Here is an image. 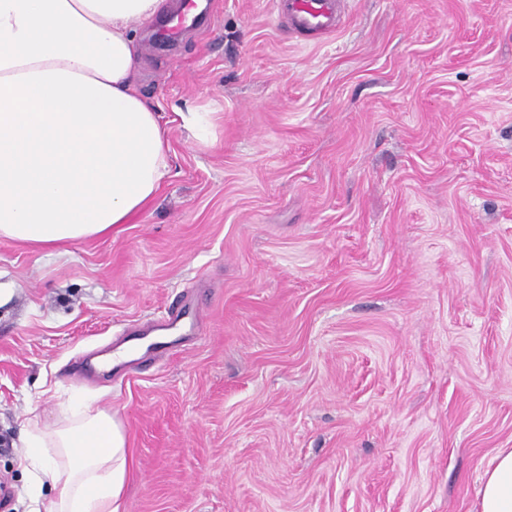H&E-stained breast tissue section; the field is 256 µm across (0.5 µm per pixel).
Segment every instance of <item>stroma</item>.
<instances>
[{
	"instance_id": "stroma-1",
	"label": "stroma",
	"mask_w": 512,
	"mask_h": 512,
	"mask_svg": "<svg viewBox=\"0 0 512 512\" xmlns=\"http://www.w3.org/2000/svg\"><path fill=\"white\" fill-rule=\"evenodd\" d=\"M208 2L139 33L154 199L63 253L0 239V512L74 393L126 431L121 512H474L512 448V0H347L313 37ZM176 300L195 338L71 374Z\"/></svg>"
}]
</instances>
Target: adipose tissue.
<instances>
[{
	"mask_svg": "<svg viewBox=\"0 0 512 512\" xmlns=\"http://www.w3.org/2000/svg\"><path fill=\"white\" fill-rule=\"evenodd\" d=\"M166 0H0V238L55 250L107 235L155 197L167 130L138 91L136 32ZM31 512H119L127 437L75 400L28 422ZM477 512H512V448L483 476Z\"/></svg>",
	"mask_w": 512,
	"mask_h": 512,
	"instance_id": "ef3b65f1",
	"label": "adipose tissue"
}]
</instances>
